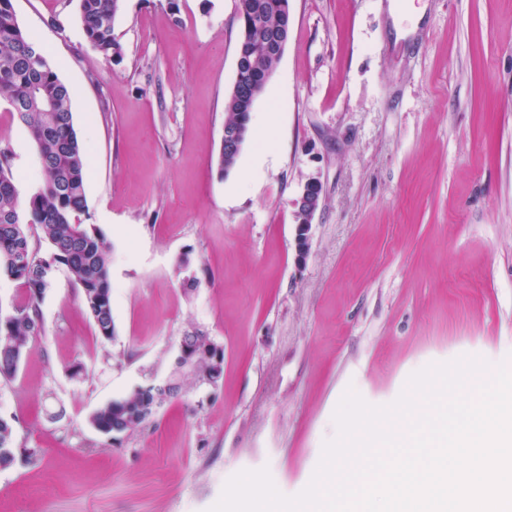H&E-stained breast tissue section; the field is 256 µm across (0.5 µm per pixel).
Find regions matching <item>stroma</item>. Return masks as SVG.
<instances>
[{
    "label": "stroma",
    "mask_w": 512,
    "mask_h": 512,
    "mask_svg": "<svg viewBox=\"0 0 512 512\" xmlns=\"http://www.w3.org/2000/svg\"><path fill=\"white\" fill-rule=\"evenodd\" d=\"M12 5L73 92L115 335L98 337L57 268L42 335L0 379V415L35 451L0 468V512H208L229 477L262 467L291 496L347 388L387 405L433 362L512 366V0H289L288 44L250 117L274 146L247 142L224 176L238 0H121L109 60L79 0ZM0 148L28 197L37 149L1 95ZM194 330L224 346L218 387L182 380L113 440L92 427L99 407L169 378ZM322 185L317 179L307 181L297 200L300 221L296 227V243L300 257H304L308 249L311 220L319 208Z\"/></svg>",
    "instance_id": "obj_1"
}]
</instances>
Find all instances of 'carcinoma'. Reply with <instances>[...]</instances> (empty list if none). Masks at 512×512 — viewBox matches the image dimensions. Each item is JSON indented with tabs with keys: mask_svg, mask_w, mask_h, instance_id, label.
<instances>
[{
	"mask_svg": "<svg viewBox=\"0 0 512 512\" xmlns=\"http://www.w3.org/2000/svg\"><path fill=\"white\" fill-rule=\"evenodd\" d=\"M85 36L106 59L118 53L112 29L120 0H79ZM288 0H247L240 28H248V40L238 50L248 65L241 79L263 91L266 74L276 65L263 55L266 36L285 23ZM0 95L7 97L10 112L30 132L41 165L43 180L26 200L15 184L10 156L0 151V212L16 210L20 225L0 224V279L21 283L24 300L9 314H0V378L16 376L25 349L41 335L40 304L51 283L43 267L63 266L78 288L97 335L110 340L115 335L112 319L110 245L98 228L84 222L88 216L85 195L84 148L78 139L70 108L71 90L58 77L43 47L23 30L11 0H0ZM255 100L229 93L225 101L226 124L250 119ZM37 225L49 244L48 257L38 256L26 233ZM183 341L190 354L187 368L197 381L224 376V349L211 337L188 332ZM156 395L150 383L135 387L91 416L93 427L103 435L112 429L131 430L146 418ZM13 420L0 415V466L29 459L33 452L15 443Z\"/></svg>",
	"mask_w": 512,
	"mask_h": 512,
	"instance_id": "obj_1",
	"label": "carcinoma"
}]
</instances>
